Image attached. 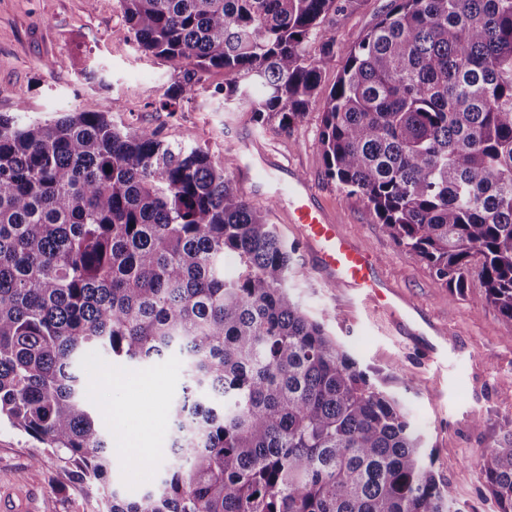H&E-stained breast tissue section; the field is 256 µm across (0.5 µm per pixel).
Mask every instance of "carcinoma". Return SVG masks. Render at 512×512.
Instances as JSON below:
<instances>
[{
    "label": "carcinoma",
    "mask_w": 512,
    "mask_h": 512,
    "mask_svg": "<svg viewBox=\"0 0 512 512\" xmlns=\"http://www.w3.org/2000/svg\"><path fill=\"white\" fill-rule=\"evenodd\" d=\"M146 55L234 75L224 104L288 131L325 97L327 176L443 285L512 322V0H390L354 44L357 0H119ZM320 43L319 56L309 46ZM235 162L124 132L110 112L0 114V419L57 454L102 512H454L398 401L303 314L296 248L237 191ZM232 256L233 274L224 272ZM167 354L188 378L169 460L128 497L76 366ZM480 466L512 512V419ZM389 4L390 0H359L355 9L330 23V35L347 44L360 40L387 11Z\"/></svg>",
    "instance_id": "obj_1"
}]
</instances>
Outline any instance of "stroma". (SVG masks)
<instances>
[{"label": "stroma", "mask_w": 512, "mask_h": 512, "mask_svg": "<svg viewBox=\"0 0 512 512\" xmlns=\"http://www.w3.org/2000/svg\"><path fill=\"white\" fill-rule=\"evenodd\" d=\"M390 0H359L328 30L338 41L360 40L387 11ZM119 0H0V113L20 121L53 120L72 110H113L127 131L153 130L165 143L200 148L216 161L234 157L253 174L237 182L239 193L269 207V221L297 250L288 280L301 309L323 323L382 390L397 399L420 435L425 460L436 477L450 484L459 512H498L480 465L481 453L502 440L501 423L512 418V324L491 306L472 304L482 290L471 275L466 293L442 285L425 262L408 255L377 224L365 202L347 195L325 174L319 140L322 102L288 133L255 125L246 108H225L219 92L230 82L220 70L197 75L192 102L162 103L183 81L185 65L148 57L124 35ZM54 61L47 71L46 61ZM100 70L106 84L90 77ZM25 111H18L19 97ZM303 174L344 231L378 256L383 275L447 327L450 342L436 356L425 344L405 338L397 321L362 298L344 296L314 271L286 217L288 198L276 186H258L270 166ZM86 378L89 400L102 412L104 429L112 410L127 408L129 438L154 432V449L113 456L109 482L126 494L151 487L162 472L171 435V406L185 382L177 358L146 367L122 365L100 352L91 355ZM0 493L35 504L38 512H98L99 496L72 478L57 455L43 444L0 422Z\"/></svg>", "instance_id": "stroma-1"}]
</instances>
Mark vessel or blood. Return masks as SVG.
Wrapping results in <instances>:
<instances>
[{"label": "vessel or blood", "instance_id": "obj_1", "mask_svg": "<svg viewBox=\"0 0 512 512\" xmlns=\"http://www.w3.org/2000/svg\"><path fill=\"white\" fill-rule=\"evenodd\" d=\"M286 190L288 221L295 224L316 270L334 287L364 297L394 314L399 323L417 322L418 308L401 296L379 272L370 253L360 247L320 203L314 187L290 174Z\"/></svg>", "mask_w": 512, "mask_h": 512}]
</instances>
